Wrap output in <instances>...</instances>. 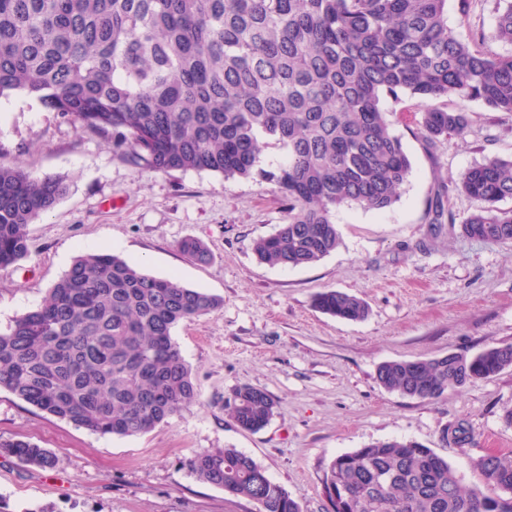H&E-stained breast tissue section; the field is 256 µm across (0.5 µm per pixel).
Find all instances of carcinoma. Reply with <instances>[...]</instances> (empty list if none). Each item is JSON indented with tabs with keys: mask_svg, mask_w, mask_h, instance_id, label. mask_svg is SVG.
Returning <instances> with one entry per match:
<instances>
[{
	"mask_svg": "<svg viewBox=\"0 0 512 512\" xmlns=\"http://www.w3.org/2000/svg\"><path fill=\"white\" fill-rule=\"evenodd\" d=\"M494 40L512 45V0H497ZM24 93L155 172H211L274 183L285 223L254 241L259 261L303 267L341 244L333 213L382 210L412 169L383 100L457 96L512 113V52L483 31L448 26L446 0H0V98ZM470 113L431 109L418 122L429 149L462 136ZM268 148L281 160L262 167ZM60 175L0 164V269L28 254L29 224L67 193ZM477 203L462 224L444 200ZM512 159L489 157L437 190L433 223L481 241L512 244ZM180 251L205 262L196 239ZM222 300L175 277L160 278L110 253L77 257L36 309L0 332V389L76 427L119 437L144 434L199 403L173 331ZM315 306L361 321L359 297L326 290ZM512 367V346L467 357L384 362L379 384L438 399ZM275 401L239 388L231 417L263 429ZM441 441L474 442L463 421ZM0 454L43 469L55 454L30 441H0ZM497 493L465 490L448 459L413 440H383L336 456L324 479L332 512H512V455L477 461ZM200 481L245 498L258 512L299 504L236 448L196 450Z\"/></svg>",
	"mask_w": 512,
	"mask_h": 512,
	"instance_id": "cac0c4a2",
	"label": "carcinoma"
}]
</instances>
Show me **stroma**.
Returning <instances> with one entry per match:
<instances>
[{
    "label": "stroma",
    "instance_id": "stroma-1",
    "mask_svg": "<svg viewBox=\"0 0 512 512\" xmlns=\"http://www.w3.org/2000/svg\"><path fill=\"white\" fill-rule=\"evenodd\" d=\"M384 106L403 116L394 130L412 161L404 191L380 211L336 208L340 246L292 269L260 263L252 250L286 220L273 183L149 171L36 99H0V162L69 184L29 225L27 258L0 270V331L37 308L74 258L102 250L223 300L174 331L199 404L148 433L100 436L0 389V440H28L57 457L54 468L41 469L0 455V498L12 512H256L186 467L192 451L225 446L250 455L301 512H328L323 480L331 460L391 438L432 448L464 489L494 494L476 462L490 451L512 452V426L503 421L512 409V367L434 400L385 390L377 368L512 345V245L452 235L432 222L440 184L485 158H512V114L468 102V132L430 150L412 130L427 107L461 106L455 95L429 104L404 95ZM188 237L206 245L207 263L178 250ZM328 289L362 298L368 317L350 322L318 311L313 299ZM246 385L276 403L256 433L238 428L227 407ZM459 420L472 428L474 445L441 442L442 430Z\"/></svg>",
    "mask_w": 512,
    "mask_h": 512
}]
</instances>
